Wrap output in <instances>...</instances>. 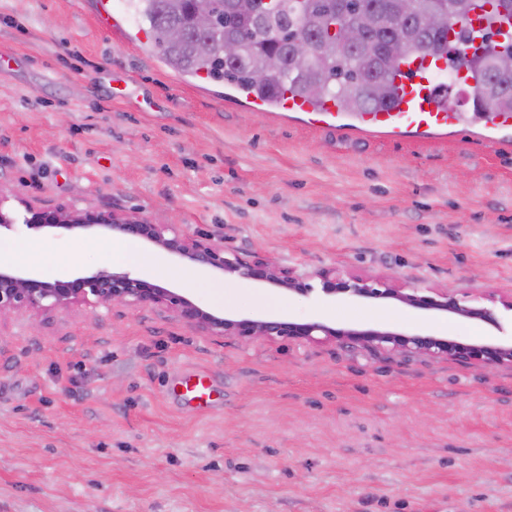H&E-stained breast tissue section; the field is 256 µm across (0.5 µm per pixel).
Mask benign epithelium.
Wrapping results in <instances>:
<instances>
[{"label": "benign epithelium", "mask_w": 512, "mask_h": 512, "mask_svg": "<svg viewBox=\"0 0 512 512\" xmlns=\"http://www.w3.org/2000/svg\"><path fill=\"white\" fill-rule=\"evenodd\" d=\"M377 26V20L364 15L340 26H331L329 34L344 45L362 42ZM448 27V10L442 7L424 22L428 32ZM27 228H50L71 236L96 233L104 238H134L180 257L199 268L220 271L242 279L269 283L288 292L310 297L315 288L286 267L258 255L228 253L224 247L205 236L181 233L172 224H151L130 215L108 211L54 210L25 208ZM321 292L342 300L385 302L439 315H454L491 323L499 332L492 339L473 338L463 341L453 336L425 332H400L382 326H332L321 319L300 320L290 317L271 319L233 318L216 313L185 295L163 288L149 279L126 271L100 269L68 280L48 281L24 267L0 268V313H52L73 304H134L160 308L176 314L186 325L216 336H234L242 342L259 338H287L296 341H334L359 351L384 350L397 355H423L430 358H454L488 370L512 362V335L502 323V312L512 313V299L500 302L493 298L481 305L460 299L446 288H396L374 279L325 269L318 273Z\"/></svg>", "instance_id": "1"}]
</instances>
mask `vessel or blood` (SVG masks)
Returning <instances> with one entry per match:
<instances>
[{
    "mask_svg": "<svg viewBox=\"0 0 512 512\" xmlns=\"http://www.w3.org/2000/svg\"><path fill=\"white\" fill-rule=\"evenodd\" d=\"M461 25L449 24L448 53L417 54L409 57L391 75L396 89V101L387 109L366 112L359 117V128L377 132L389 138L429 140L447 136L459 122V110L447 105L437 95V89L447 71H454L465 85L472 79L466 67L451 68L452 55L468 53L467 43L457 38ZM279 109L296 119L318 128L345 129L344 114L333 99L315 103L293 91L284 92ZM485 142L501 146L512 141V114L501 112L486 126Z\"/></svg>",
    "mask_w": 512,
    "mask_h": 512,
    "instance_id": "obj_1",
    "label": "vessel or blood"
}]
</instances>
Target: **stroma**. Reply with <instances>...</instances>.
<instances>
[{"label": "stroma", "instance_id": "35a3bbf8", "mask_svg": "<svg viewBox=\"0 0 512 512\" xmlns=\"http://www.w3.org/2000/svg\"><path fill=\"white\" fill-rule=\"evenodd\" d=\"M181 75L124 0H0V195L114 211L312 280L512 295V149L464 104L443 141L275 121ZM48 280L102 268L97 235L0 234ZM154 281L232 316L467 338L489 326L304 298L219 272ZM205 377L199 407L181 380ZM0 512H512V363L243 343L174 314L75 304L0 315Z\"/></svg>", "mask_w": 512, "mask_h": 512}]
</instances>
